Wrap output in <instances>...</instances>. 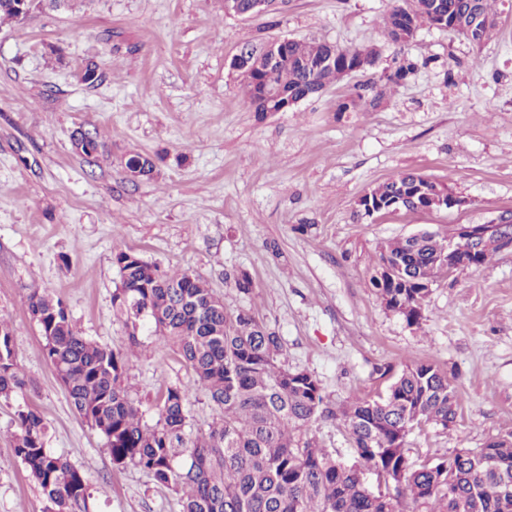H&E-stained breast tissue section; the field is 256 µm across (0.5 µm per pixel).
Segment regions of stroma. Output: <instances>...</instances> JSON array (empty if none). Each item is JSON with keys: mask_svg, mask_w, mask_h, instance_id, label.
Here are the masks:
<instances>
[{"mask_svg": "<svg viewBox=\"0 0 512 512\" xmlns=\"http://www.w3.org/2000/svg\"><path fill=\"white\" fill-rule=\"evenodd\" d=\"M398 0H285L250 19L224 0H34L0 22V317L11 327L24 392L0 398V512H43L46 499L16 456L18 407L36 409L46 446L89 480L87 512H180L178 494L144 471L116 470L104 438L80 418L42 350L26 305L38 287L62 298L75 327L126 347L112 306L129 249L191 270L228 309L253 312L281 338L289 368L316 377L331 404L383 388L376 367L421 360L460 396L456 426L423 424L410 456L437 459L512 433V246L480 266L439 274L423 316L387 311L370 278L380 245L444 233L512 209V0L476 46L422 25L404 52L417 69L387 84L379 108L339 111L358 84L391 71L383 19ZM318 39L375 47V65L323 95L263 115L229 67L244 43ZM101 77L82 81L87 61ZM97 132L94 161L73 146ZM160 155L131 180V153ZM415 170L459 196L451 210L359 212L376 184ZM248 274L250 294L234 286ZM148 424L167 387L191 373L146 336L128 372Z\"/></svg>", "mask_w": 512, "mask_h": 512, "instance_id": "35a3bbf8", "label": "stroma"}]
</instances>
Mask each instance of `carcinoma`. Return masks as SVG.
I'll return each mask as SVG.
<instances>
[{"mask_svg":"<svg viewBox=\"0 0 512 512\" xmlns=\"http://www.w3.org/2000/svg\"><path fill=\"white\" fill-rule=\"evenodd\" d=\"M470 0H404L384 19L386 35L401 48L411 30L424 24L449 28L475 42L474 30L451 26L469 18ZM365 57L376 60L373 48H340L318 40L288 41L277 68L269 71L255 61L235 68L246 103L257 113L266 111L261 85L282 89L290 101L318 97L346 76ZM387 82L397 83L416 63L395 58ZM384 96L373 79L356 87L339 111L362 106L375 109ZM76 149L88 159L99 149L97 133L80 130ZM138 179L157 173V159L136 153L124 159ZM446 192L448 188L424 175L405 171L380 183L360 198L376 212H385L400 199L422 201L421 187ZM414 243L395 238L379 248L376 270L384 266L411 277L402 288L371 278L385 309L403 315L414 325L434 281L448 239L427 230ZM112 261L121 276L113 307L124 317L128 341L140 344L144 328L159 337L184 361L192 375L188 386H170L150 425L125 384L131 362L124 353L78 331L62 299L32 288L28 311L37 323L43 351L63 384L77 414L104 439L115 469L129 466L147 472L154 482L182 493L181 512H403L405 500L413 512H512V436L495 439L483 448H461L437 463L411 460L408 437L430 422L443 431L458 420L460 399L447 373L429 362H412L390 376L373 396L352 398L329 406L319 380L306 371L292 370L280 361V337L248 310H229L198 275L167 271L141 255L115 248ZM17 352L10 328L0 319V396L22 390ZM202 388L217 407L220 420L184 441L189 418L187 402L194 387ZM319 417L339 421L348 431L353 458L346 460L305 437ZM14 448L29 476L41 488L44 512H82L88 481L62 456L45 446L46 425L30 407L16 412ZM496 460L495 469L479 466L476 453ZM381 489L374 490L369 476Z\"/></svg>","mask_w":512,"mask_h":512,"instance_id":"1","label":"carcinoma"}]
</instances>
